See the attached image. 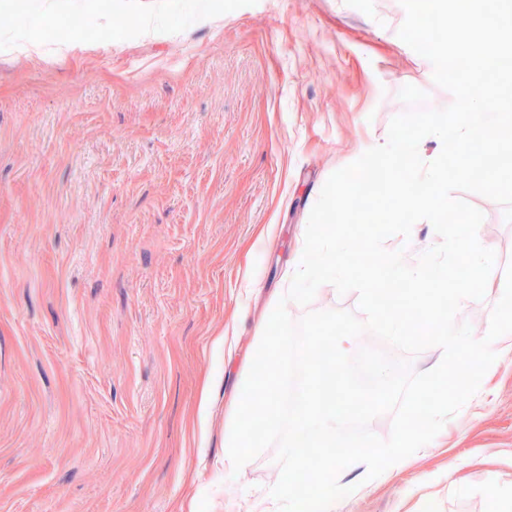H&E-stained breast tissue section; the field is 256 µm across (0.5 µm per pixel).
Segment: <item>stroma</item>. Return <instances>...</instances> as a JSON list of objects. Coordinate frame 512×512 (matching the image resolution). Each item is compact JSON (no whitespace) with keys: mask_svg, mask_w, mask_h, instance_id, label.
Segmentation results:
<instances>
[{"mask_svg":"<svg viewBox=\"0 0 512 512\" xmlns=\"http://www.w3.org/2000/svg\"><path fill=\"white\" fill-rule=\"evenodd\" d=\"M192 5L0 0V512H278L275 448L224 466L260 328L324 183L386 142L401 88L451 101L399 0H215L175 25ZM64 19L91 51L60 52ZM20 36L43 55L6 52ZM457 197L497 283L512 223ZM439 241L421 220L384 246L412 266ZM468 404L392 475L344 469L336 512H512V362Z\"/></svg>","mask_w":512,"mask_h":512,"instance_id":"stroma-1","label":"stroma"}]
</instances>
